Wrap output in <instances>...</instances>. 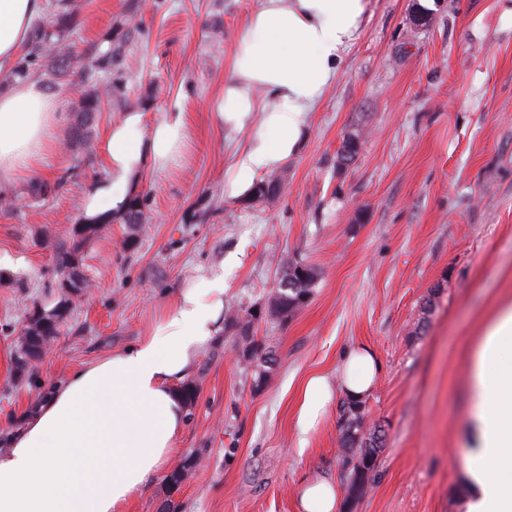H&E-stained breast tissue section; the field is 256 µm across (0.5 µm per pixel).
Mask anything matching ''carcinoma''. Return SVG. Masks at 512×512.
<instances>
[{"label":"carcinoma","instance_id":"obj_1","mask_svg":"<svg viewBox=\"0 0 512 512\" xmlns=\"http://www.w3.org/2000/svg\"><path fill=\"white\" fill-rule=\"evenodd\" d=\"M78 0H51L49 17L35 23L23 56L12 69L11 78H22L42 68L51 76V88L56 89L75 73L86 82H94L97 89L75 102L83 123L94 120V114L101 111L102 103L112 99V92L118 89L120 77L131 67L126 51V42L111 43L104 50L98 48L89 55L63 52V43L74 35L75 19L80 11ZM285 191L282 175H271L260 179L251 188L247 201L260 204L270 201L269 194L279 197ZM143 195L132 194L120 216L125 224L143 226L146 223ZM109 214L86 219L74 229L72 244L59 247L56 264L60 275L78 271L77 253L82 244L102 226L112 223ZM320 271L313 265L295 258H285L281 263L279 282L288 287H276L273 298L266 308V316L272 320L286 322L307 305ZM63 322L62 306L42 310L32 315L29 324L21 329L16 349V362L21 367H32L48 343L60 333ZM226 326H235L244 336L248 335L253 323V314L241 308H228L224 312ZM341 446L348 450L346 466L348 471V497L355 500L362 496L377 467V458L383 446L382 427L365 422V412L360 402L345 401L340 406Z\"/></svg>","mask_w":512,"mask_h":512}]
</instances>
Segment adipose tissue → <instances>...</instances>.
<instances>
[{"label":"adipose tissue","mask_w":512,"mask_h":512,"mask_svg":"<svg viewBox=\"0 0 512 512\" xmlns=\"http://www.w3.org/2000/svg\"><path fill=\"white\" fill-rule=\"evenodd\" d=\"M365 7V0H264L249 16L219 114L224 127L250 132L235 161L234 194H249L257 173L296 150L305 118L335 78ZM43 10L44 0H0V69L18 59ZM259 88L276 108L259 111ZM64 118L63 99L38 76L0 86L1 194L41 169ZM185 135L184 117L151 126L144 113H126L106 133L111 178L88 194L85 215L121 216L134 176L146 164L171 163ZM223 312L218 272L185 289L150 336L72 372L26 411L23 427L0 450V512H123L167 467L185 424L180 384L219 333ZM470 362L465 512H512V303L496 312ZM380 371L375 352L361 344L345 353L337 377L310 376L297 410L300 445H307L336 394L364 400ZM342 508L333 481L302 483L298 512Z\"/></svg>","instance_id":"1"}]
</instances>
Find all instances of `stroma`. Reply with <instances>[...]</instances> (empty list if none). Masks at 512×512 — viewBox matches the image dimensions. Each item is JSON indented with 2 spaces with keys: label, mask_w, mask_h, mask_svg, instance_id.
I'll list each match as a JSON object with an SVG mask.
<instances>
[{
  "label": "stroma",
  "mask_w": 512,
  "mask_h": 512,
  "mask_svg": "<svg viewBox=\"0 0 512 512\" xmlns=\"http://www.w3.org/2000/svg\"><path fill=\"white\" fill-rule=\"evenodd\" d=\"M75 52L127 38L134 65L111 111L87 128L86 154L69 111L60 148L0 209V437L21 425L73 370L148 335L182 291L224 272V296L266 308L291 256L322 276L288 323L260 318L256 341L274 354L266 382L241 362V338L221 329L188 377L175 460L197 464L177 493L153 480L126 512H297L301 483L345 486L339 408L306 450L294 417L306 376L335 374L343 355L370 346L381 362L365 401L385 431L378 467L352 512H464L459 468L469 353L495 311L512 301V0H365L335 79L308 114L284 162L288 189L275 203L232 196L236 153L248 135L218 119L231 59L261 0H141L133 34L128 0H84ZM430 11L427 27L410 18ZM224 30L222 50L211 43ZM148 124L184 114L175 160L145 167L146 231L105 225L81 249L88 289L35 369L18 370L15 340L34 309L53 307L54 254L72 241L85 195L108 177L104 139L125 112ZM368 136L355 162L336 166L355 123Z\"/></svg>",
  "instance_id": "1"
}]
</instances>
